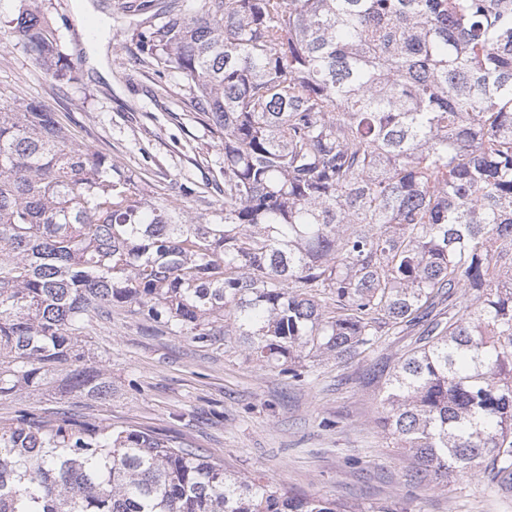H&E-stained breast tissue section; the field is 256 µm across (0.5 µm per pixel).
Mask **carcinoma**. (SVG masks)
Instances as JSON below:
<instances>
[{"instance_id":"1","label":"carcinoma","mask_w":512,"mask_h":512,"mask_svg":"<svg viewBox=\"0 0 512 512\" xmlns=\"http://www.w3.org/2000/svg\"><path fill=\"white\" fill-rule=\"evenodd\" d=\"M138 65L196 90L224 201L161 203L0 98V400L110 395L85 332L121 306L291 377L425 323L383 383L413 480L512 479V0H124ZM13 36L75 65L41 0ZM466 306L459 310V296ZM0 512H358L287 496L150 431L21 409L0 421Z\"/></svg>"}]
</instances>
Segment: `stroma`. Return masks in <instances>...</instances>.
<instances>
[{
	"mask_svg": "<svg viewBox=\"0 0 512 512\" xmlns=\"http://www.w3.org/2000/svg\"><path fill=\"white\" fill-rule=\"evenodd\" d=\"M17 0H0V97L45 101L77 142L132 173L158 200L194 212L224 199V151L196 118L189 87L177 75L139 70L126 42L134 27L118 0H43L74 81L39 67L11 34ZM415 330L386 337L366 356L306 359L301 378L257 363L238 337L221 346L195 342L116 307L89 330L90 348L112 379L100 400L51 389L0 401V418L17 409L69 410L100 424L150 429L227 471L261 472L281 492L354 506L408 512H512V487L482 468L441 486L411 482L380 417L381 374L412 348Z\"/></svg>",
	"mask_w": 512,
	"mask_h": 512,
	"instance_id": "obj_1",
	"label": "stroma"
}]
</instances>
